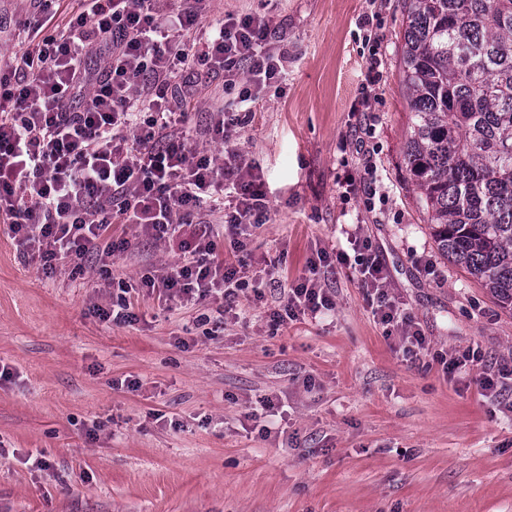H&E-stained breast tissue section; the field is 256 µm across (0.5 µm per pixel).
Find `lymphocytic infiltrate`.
I'll list each match as a JSON object with an SVG mask.
<instances>
[{
  "instance_id": "obj_1",
  "label": "lymphocytic infiltrate",
  "mask_w": 512,
  "mask_h": 512,
  "mask_svg": "<svg viewBox=\"0 0 512 512\" xmlns=\"http://www.w3.org/2000/svg\"><path fill=\"white\" fill-rule=\"evenodd\" d=\"M57 0H25L29 37L17 56L0 57V222L24 257L50 274L61 260L83 270L94 253L128 251L108 240L129 224L157 241H179V262L141 285L158 298L199 301L221 295L224 311L246 287L235 265L219 260L216 239L243 250L269 212L264 184L245 160L225 163L216 146L237 137L239 119L214 104L203 135L211 147L185 146L190 99L182 85L198 67L232 88L247 75L260 90L277 80V49L264 19L245 13L210 20L212 0H75L55 25ZM102 64L92 69L89 54ZM224 209L222 229L193 219ZM350 251L320 250L309 277L272 310L280 325L332 310L323 271L353 266L385 339L408 355L430 341L388 287L370 240L347 232Z\"/></svg>"
}]
</instances>
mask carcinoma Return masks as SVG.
I'll return each mask as SVG.
<instances>
[{"label": "carcinoma", "instance_id": "1", "mask_svg": "<svg viewBox=\"0 0 512 512\" xmlns=\"http://www.w3.org/2000/svg\"><path fill=\"white\" fill-rule=\"evenodd\" d=\"M403 159L440 254L512 311V0H405Z\"/></svg>", "mask_w": 512, "mask_h": 512}]
</instances>
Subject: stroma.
<instances>
[{"label": "stroma", "instance_id": "1", "mask_svg": "<svg viewBox=\"0 0 512 512\" xmlns=\"http://www.w3.org/2000/svg\"><path fill=\"white\" fill-rule=\"evenodd\" d=\"M22 7L0 0L2 52L27 45ZM229 13L267 21L280 75L243 103L200 73L188 127L210 125L215 99L246 117L232 148L270 212L246 252L216 244L262 294L224 316L211 299L159 302L138 282L178 247L125 224L110 234L132 250L47 276L0 223V364L12 373L0 381V512H512V388L457 389L434 359L473 348L512 365V312L439 254L405 169L404 0H214L211 19ZM367 16L382 63L358 112ZM369 164L371 202L343 199L339 177ZM345 224L371 239L430 351L394 350L346 268L325 277L335 311L273 325L316 251L344 246ZM116 278L133 286V324L96 313Z\"/></svg>", "mask_w": 512, "mask_h": 512}]
</instances>
